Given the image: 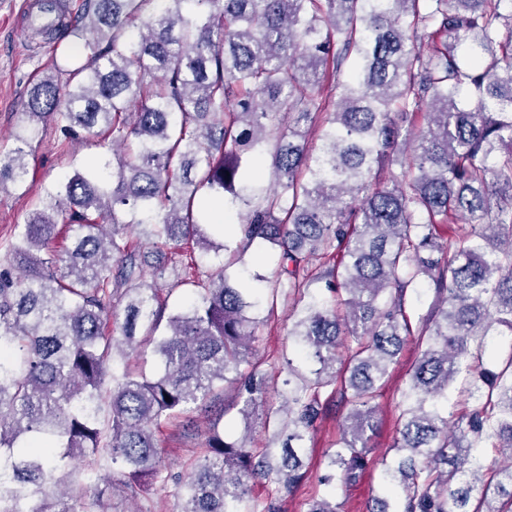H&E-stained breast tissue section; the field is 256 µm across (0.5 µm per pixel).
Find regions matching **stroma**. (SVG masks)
I'll return each mask as SVG.
<instances>
[{"label":"stroma","instance_id":"obj_1","mask_svg":"<svg viewBox=\"0 0 512 512\" xmlns=\"http://www.w3.org/2000/svg\"><path fill=\"white\" fill-rule=\"evenodd\" d=\"M24 0H0V146L12 147L15 135L28 126L26 104L30 87L60 59L61 51L87 57L89 51L82 43H62L54 47L52 39L37 34L25 18ZM32 153L29 175L23 186L7 182L0 186V242L14 240L22 224L39 199L58 181L87 169L102 154L103 149L84 140H68L53 126H44L29 142ZM290 304L281 302L261 325L254 343L252 360L272 380L275 389H282L287 372L283 356L288 351V332L291 328ZM417 356L415 339H408L402 353L388 371L378 399L377 427L369 446L376 460L356 482L337 485L328 490L322 485L328 453L336 447L339 430L346 414L336 402H329L307 443L306 479L280 502V512H306L312 498L333 494L339 512H369L373 498L382 495L379 459L391 456L397 436L402 394ZM210 418L199 415L198 427L185 433L179 422L163 425L156 432L162 450L163 464L168 473L185 472L189 463L203 455L206 448L205 427ZM177 512L178 500L173 482H158L144 487L137 497L113 491L112 512Z\"/></svg>","mask_w":512,"mask_h":512}]
</instances>
